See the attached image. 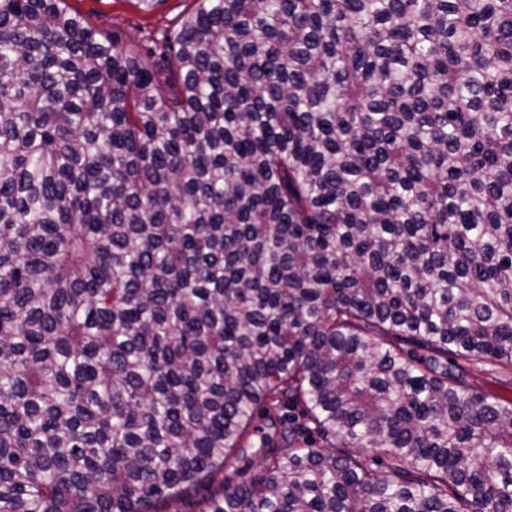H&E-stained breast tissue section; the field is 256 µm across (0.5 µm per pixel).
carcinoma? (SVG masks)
<instances>
[{
	"label": "carcinoma",
	"mask_w": 512,
	"mask_h": 512,
	"mask_svg": "<svg viewBox=\"0 0 512 512\" xmlns=\"http://www.w3.org/2000/svg\"><path fill=\"white\" fill-rule=\"evenodd\" d=\"M197 2L0 0V512H512V0ZM66 4L104 34L137 42L149 33L160 37L162 31L197 7L195 0H164L151 11L141 10L136 0H66ZM495 380L485 371H474V376L470 379L471 384L478 391L493 392L500 396L512 399V390L509 387L510 374L507 371L497 374ZM223 491L224 486L223 483H220V479L202 487L191 488L185 492L181 502L178 503V512H194V510H198V501L210 495L221 494Z\"/></svg>",
	"instance_id": "carcinoma-1"
}]
</instances>
